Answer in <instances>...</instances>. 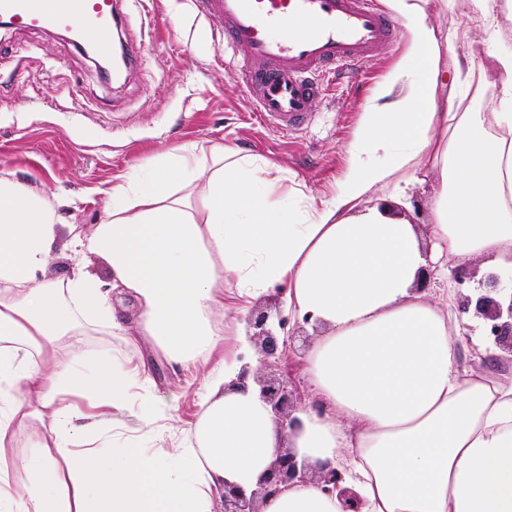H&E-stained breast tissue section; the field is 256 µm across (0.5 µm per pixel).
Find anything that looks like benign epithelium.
Listing matches in <instances>:
<instances>
[{"mask_svg":"<svg viewBox=\"0 0 512 512\" xmlns=\"http://www.w3.org/2000/svg\"><path fill=\"white\" fill-rule=\"evenodd\" d=\"M453 279L459 312L466 314L475 310L476 316L484 321L487 337L500 351L498 355L488 356L487 362L512 364V287L503 288L501 276L489 273L477 281L478 294L472 297L463 293L473 279L471 272L458 269ZM246 322L252 330L249 340L260 355L259 363L265 373L253 370L247 362L234 384L244 388L248 379H254L259 386L260 400L270 408L281 426L294 430L298 427V420L292 417L298 386L293 378L280 370L281 362L295 340L293 329L288 327L290 318L280 312L273 317L259 310L250 313ZM309 481L320 484L325 494L336 496L342 512H362L364 502L354 489L346 486L343 470L331 466L315 469L298 459L289 448L278 450L275 460L261 474L252 491L248 492L234 482H224V512H261L259 505L276 495L281 486Z\"/></svg>","mask_w":512,"mask_h":512,"instance_id":"benign-epithelium-1","label":"benign epithelium"}]
</instances>
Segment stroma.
<instances>
[{
    "label": "stroma",
    "instance_id": "stroma-1",
    "mask_svg": "<svg viewBox=\"0 0 512 512\" xmlns=\"http://www.w3.org/2000/svg\"><path fill=\"white\" fill-rule=\"evenodd\" d=\"M120 9L127 18L124 47L141 61L118 84L105 82L59 33L0 28V177L49 196L68 194L57 206L61 241L71 228L88 232L101 222L103 190L124 175L155 168L181 146L237 143L287 170L294 188L316 198L329 194L347 165L363 105L409 48L400 19L389 15V42L356 74L322 77L324 92L310 120L284 134L254 118L241 78L224 64L222 35L192 0H122ZM429 17L451 31L448 56L480 89V107L496 104L503 80L491 66L470 0H456L450 10L430 0ZM112 305L128 322L125 336L96 329L83 358L91 364L112 355L130 369H147L156 399L178 394L172 415L139 434L149 452L171 450L201 413L202 379L138 337L131 296L113 294Z\"/></svg>",
    "mask_w": 512,
    "mask_h": 512
}]
</instances>
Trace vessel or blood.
I'll return each mask as SVG.
<instances>
[{
    "mask_svg": "<svg viewBox=\"0 0 512 512\" xmlns=\"http://www.w3.org/2000/svg\"><path fill=\"white\" fill-rule=\"evenodd\" d=\"M224 34L263 124H305L321 90L315 76L363 68L390 39L377 0H194ZM0 15L26 29H93L96 53H113L117 0H0Z\"/></svg>",
    "mask_w": 512,
    "mask_h": 512,
    "instance_id": "obj_1",
    "label": "vessel or blood"
}]
</instances>
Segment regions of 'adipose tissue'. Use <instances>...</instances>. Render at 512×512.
Returning <instances> with one entry per match:
<instances>
[{
    "label": "adipose tissue",
    "instance_id": "ef3b65f1",
    "mask_svg": "<svg viewBox=\"0 0 512 512\" xmlns=\"http://www.w3.org/2000/svg\"><path fill=\"white\" fill-rule=\"evenodd\" d=\"M428 3L387 0L410 48L368 99L324 199L283 191L287 174L237 145L184 146L106 192L92 233L72 230L73 260L103 257L108 281L80 268L50 280L56 206L0 177V512H215L225 481L253 489L285 445L346 470L366 512H512V368L485 370L465 354L450 295L451 270L471 258L512 269V52L496 54L504 92L481 111L469 88L448 84L451 34ZM425 170L434 178L421 228L409 189ZM277 283L292 321L320 331L306 376L324 415L304 405L297 430L280 428L257 386L231 389L233 361L205 375L184 446L151 453L120 435L174 402L132 406L149 379L111 356L92 376L80 371L90 326L123 328L110 286L137 301L139 333L187 368L218 344L225 293L244 314ZM78 397L110 407L116 434L95 443ZM39 424L36 454L14 455L16 435ZM262 512L341 505L309 482Z\"/></svg>",
    "mask_w": 512,
    "mask_h": 512
}]
</instances>
